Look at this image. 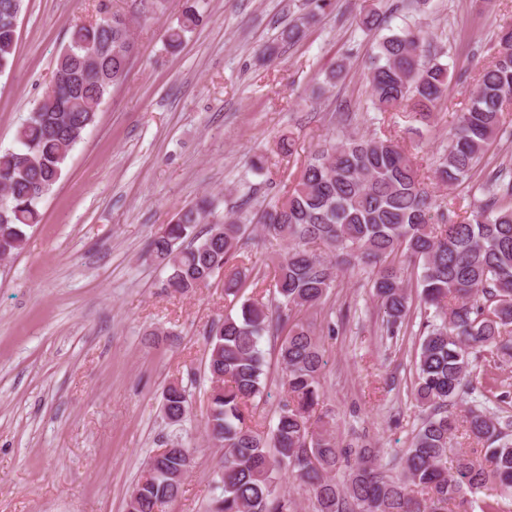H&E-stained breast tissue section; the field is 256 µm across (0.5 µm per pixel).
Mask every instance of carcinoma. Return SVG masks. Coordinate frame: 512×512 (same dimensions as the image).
I'll list each match as a JSON object with an SVG mask.
<instances>
[{
	"label": "carcinoma",
	"instance_id": "1",
	"mask_svg": "<svg viewBox=\"0 0 512 512\" xmlns=\"http://www.w3.org/2000/svg\"><path fill=\"white\" fill-rule=\"evenodd\" d=\"M22 6L23 0H0V73L13 64ZM199 20L190 6L165 30L166 44L179 48ZM382 22L375 7L361 8V27ZM496 38L497 56L448 130L435 169L444 184L471 180L497 138L512 132V21L499 26ZM426 42L410 25L378 41L366 75L372 109L409 106L417 122L431 123L448 89L449 68ZM135 49L130 21L117 12L110 25L99 18L73 28L52 83L17 128V146L0 153V258L24 249L28 231L40 223L42 200L110 89L125 79ZM472 190L480 198L449 200L433 223L437 199L418 157L395 138L352 132L310 151L292 189L265 212L263 233L287 244L273 262L272 279L246 266L241 216L211 220L205 200L155 234L147 255L167 272L166 287L190 294L222 274L224 296L238 304L207 336L205 427L224 448L215 479L220 494L208 512H295V501L277 492L287 479L306 489L312 512H453L467 490L485 493L470 501L471 508L505 512L502 500H512V416L498 403L512 392L475 399L462 415L456 405L477 390L487 362L512 357V163H499ZM405 262L418 270L424 332L412 396L426 416L397 467L384 473L371 449L339 442L331 411L314 416L323 402L326 361L308 316L326 303L342 268H360L387 334L397 335L413 304ZM272 332L279 338L285 398L265 433L256 420L266 390L261 340ZM161 412L175 433L145 463L128 512H163L179 496L192 463L179 435L190 414L189 388L169 383ZM460 421L481 447L458 455L450 468L448 438ZM343 462L347 472L338 481Z\"/></svg>",
	"mask_w": 512,
	"mask_h": 512
}]
</instances>
